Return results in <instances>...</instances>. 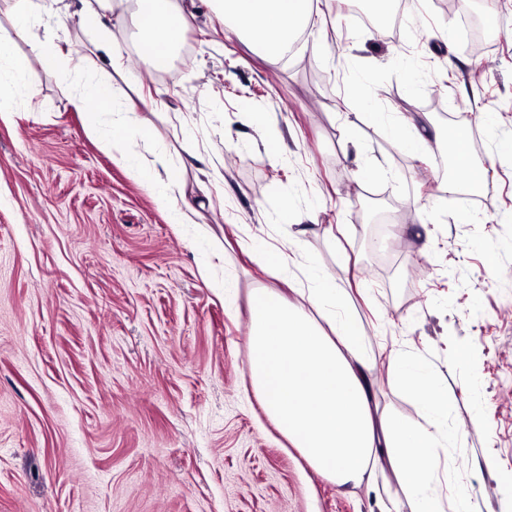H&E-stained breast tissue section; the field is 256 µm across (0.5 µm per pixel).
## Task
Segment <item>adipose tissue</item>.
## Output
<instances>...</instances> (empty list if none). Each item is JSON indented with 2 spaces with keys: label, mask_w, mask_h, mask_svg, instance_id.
Returning <instances> with one entry per match:
<instances>
[{
  "label": "adipose tissue",
  "mask_w": 512,
  "mask_h": 512,
  "mask_svg": "<svg viewBox=\"0 0 512 512\" xmlns=\"http://www.w3.org/2000/svg\"><path fill=\"white\" fill-rule=\"evenodd\" d=\"M12 28L0 27V65L11 77L32 80L26 56L14 50L15 35L26 28V0H17ZM226 32L250 42L267 59L284 57L294 41L291 25L322 22L321 0H202ZM194 17L192 8L173 0H133L130 20L138 47L156 64H166ZM448 142L469 190L483 189L486 168L472 162L470 129L463 125L438 132ZM308 287L289 301L274 288H258L249 303L251 321L249 376L266 415L291 447L339 487L371 482L389 464L413 492L416 512H444L434 492L443 467L441 448L452 434L443 421L447 389L436 386L428 366L408 355L390 359L403 389L415 395L425 422L379 414L374 402V362L355 314L346 308L327 276L309 267Z\"/></svg>",
  "instance_id": "1"
}]
</instances>
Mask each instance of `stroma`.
Returning a JSON list of instances; mask_svg holds the SVG:
<instances>
[{"instance_id":"stroma-1","label":"stroma","mask_w":512,"mask_h":512,"mask_svg":"<svg viewBox=\"0 0 512 512\" xmlns=\"http://www.w3.org/2000/svg\"><path fill=\"white\" fill-rule=\"evenodd\" d=\"M68 2L66 24L41 17L15 39L33 85L0 78L15 100L0 116V512H386L393 497L414 512L390 468L357 488L317 473L253 393L249 296L284 275L305 283L312 265L362 320L380 410L419 419L392 383L394 353L426 359L447 387L457 439L438 494L459 487L479 512H512V0H469L497 31L480 59L448 48L456 20L442 0H412L395 41L324 0L325 29L285 60L201 7L190 55L161 70L111 13L115 64L101 67L97 28L76 18L83 0ZM47 38L69 67L34 55ZM364 77L369 98H349ZM88 78L108 111L80 102ZM435 97L481 138L483 201L420 180L434 154L388 136L394 123L445 127L426 107ZM116 112L143 176L95 134ZM253 112L280 135V160L256 142ZM156 179L203 200L193 223H172ZM370 194L391 221H360ZM261 241L283 251L284 271L260 264Z\"/></svg>"}]
</instances>
